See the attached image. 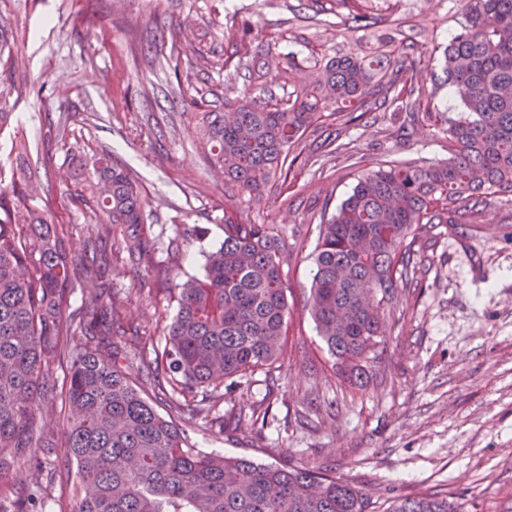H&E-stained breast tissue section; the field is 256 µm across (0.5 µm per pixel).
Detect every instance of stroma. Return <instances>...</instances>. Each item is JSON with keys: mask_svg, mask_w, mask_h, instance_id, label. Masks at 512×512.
I'll list each match as a JSON object with an SVG mask.
<instances>
[{"mask_svg": "<svg viewBox=\"0 0 512 512\" xmlns=\"http://www.w3.org/2000/svg\"><path fill=\"white\" fill-rule=\"evenodd\" d=\"M293 0H6L18 22L16 47L42 96L21 99L12 124L32 154L44 148L49 114H71L70 134L49 171L54 194L71 180L72 161L109 146L132 170L153 212L149 235L162 243L197 235L173 264L176 280L204 273V254L224 240V211L243 222L274 224L295 251L283 265L291 317L287 354L274 376L255 372L221 403L266 412L265 424L215 434L189 429L207 452L280 466L323 467L365 490L374 507L391 498L444 491L458 512H512V198H490L475 223L446 224L416 254L417 280L398 289L386 319V351L363 387L341 382L315 329L306 299L316 267L318 225L334 213L361 173L394 158L444 159L448 141L437 118L406 124L401 112L366 116L342 153L317 165L297 163L287 191L251 206L214 179L197 137V114L173 91L170 75L135 58L154 34L196 20L195 40H220L250 24L274 33L288 27ZM81 25H74L77 12ZM281 67L248 81L235 70L211 73L204 91L235 99L245 87L277 88ZM407 125L404 139L385 128ZM127 318L152 331L176 312L171 289H139L117 277Z\"/></svg>", "mask_w": 512, "mask_h": 512, "instance_id": "1", "label": "stroma"}]
</instances>
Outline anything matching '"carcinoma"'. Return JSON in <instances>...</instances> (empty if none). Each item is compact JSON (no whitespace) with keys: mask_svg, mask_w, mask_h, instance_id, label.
<instances>
[{"mask_svg":"<svg viewBox=\"0 0 512 512\" xmlns=\"http://www.w3.org/2000/svg\"><path fill=\"white\" fill-rule=\"evenodd\" d=\"M448 3L444 84L461 111L443 134L448 158L384 161L358 177L351 194L321 228L308 310L337 374L367 382L382 357L387 309L412 285L411 255L440 224L479 214L488 198L512 196V0ZM300 21L336 19L352 45L312 51L285 70L282 93L244 90L220 111L201 113L199 143L212 168L260 203L269 184L286 183L306 131L324 129L316 156H332L363 116L431 114L437 87L422 73L436 42L430 21L422 38L406 35V0H299ZM16 21L0 10V130L13 103L44 91L14 53ZM252 27L218 50L158 61L176 78L182 101L206 107L192 76L234 67L257 73L264 54L245 51ZM70 114L49 121L47 147L63 141ZM0 166V512H46V464L66 476L73 512H367L358 487L326 472L280 468L244 457L207 453L167 420L145 385L168 376L162 395L190 426L219 434L240 428L253 406L220 415L214 399L225 381L241 388L271 373L288 334V286L282 266L288 236L272 224H244L224 212V241L205 256L204 274L176 283L177 312L153 361L132 373L117 336H145L125 321L112 289V238L120 233L121 271L141 287L169 278L144 235L146 203L131 170L103 149L81 161L63 199L96 221L79 252L69 225L52 219L45 182L53 156L32 160L20 131ZM387 512H455L448 495L396 498Z\"/></svg>","mask_w":512,"mask_h":512,"instance_id":"cac0c4a2","label":"carcinoma"}]
</instances>
